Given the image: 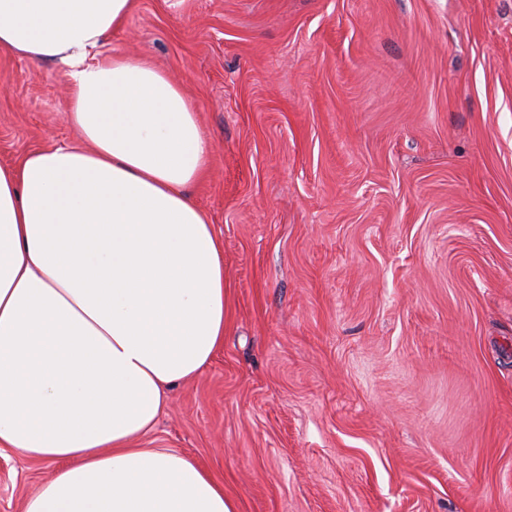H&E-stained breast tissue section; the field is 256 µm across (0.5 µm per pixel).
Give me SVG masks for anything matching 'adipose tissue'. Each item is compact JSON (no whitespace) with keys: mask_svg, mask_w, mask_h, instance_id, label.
I'll return each instance as SVG.
<instances>
[{"mask_svg":"<svg viewBox=\"0 0 512 512\" xmlns=\"http://www.w3.org/2000/svg\"><path fill=\"white\" fill-rule=\"evenodd\" d=\"M136 0H0V52L68 68L82 145L0 164V447L58 464L23 512H236L139 447L224 344V250L186 187L211 143L149 60L91 58Z\"/></svg>","mask_w":512,"mask_h":512,"instance_id":"obj_1","label":"adipose tissue"}]
</instances>
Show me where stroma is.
Returning <instances> with one entry per match:
<instances>
[{
  "mask_svg": "<svg viewBox=\"0 0 512 512\" xmlns=\"http://www.w3.org/2000/svg\"><path fill=\"white\" fill-rule=\"evenodd\" d=\"M212 144L224 345L142 442L237 512H512V0H138ZM0 54V164L79 144ZM0 449V512L57 472Z\"/></svg>",
  "mask_w": 512,
  "mask_h": 512,
  "instance_id": "1",
  "label": "stroma"
}]
</instances>
